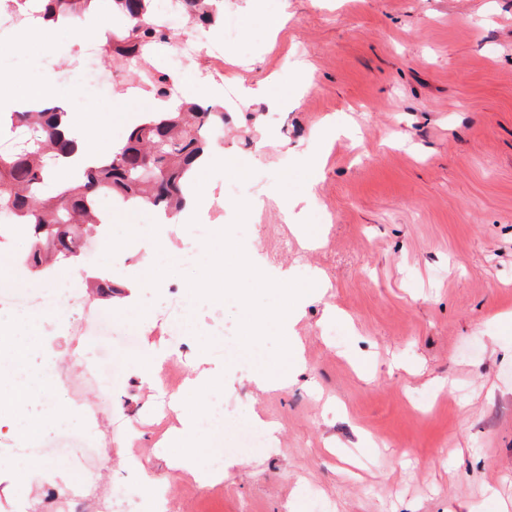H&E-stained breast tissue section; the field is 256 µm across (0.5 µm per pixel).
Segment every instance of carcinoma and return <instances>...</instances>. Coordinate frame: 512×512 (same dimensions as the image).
Returning <instances> with one entry per match:
<instances>
[{
  "label": "carcinoma",
  "instance_id": "carcinoma-1",
  "mask_svg": "<svg viewBox=\"0 0 512 512\" xmlns=\"http://www.w3.org/2000/svg\"><path fill=\"white\" fill-rule=\"evenodd\" d=\"M37 9L45 21L75 19L94 0H13ZM129 19L106 43L112 60L142 57L148 44L160 35L154 0H112ZM187 15L202 23L215 19L223 0H184ZM67 113L44 103L24 112L10 113L5 127H25L31 135L9 150L0 151V214L16 224H30L36 237L27 259L31 273L39 276L47 265L77 254L78 242L101 223L96 200L109 194L128 204L145 203L167 213L182 209L189 172L209 154L211 133L224 129V110L217 104L182 101L172 112H147L129 127L121 150L86 168L56 195L41 196L63 156L75 145L64 136Z\"/></svg>",
  "mask_w": 512,
  "mask_h": 512
}]
</instances>
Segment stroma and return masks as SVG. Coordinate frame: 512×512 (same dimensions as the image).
Returning a JSON list of instances; mask_svg holds the SVG:
<instances>
[{
  "label": "stroma",
  "instance_id": "35a3bbf8",
  "mask_svg": "<svg viewBox=\"0 0 512 512\" xmlns=\"http://www.w3.org/2000/svg\"><path fill=\"white\" fill-rule=\"evenodd\" d=\"M224 11L238 19L237 39L225 42L219 22L207 31L231 56L218 147L241 167L206 173L204 234L167 225L170 259L145 267L123 217L99 253L81 257L83 272L115 285L136 272L183 292L204 287L194 335H166L159 293L135 345L32 344V371L51 352L61 379L108 357L125 379L91 427L62 390L47 423L43 390L28 380L25 402L0 404V426L38 437L92 431L112 448L98 476L124 494L121 512H150L134 457L168 487V512H286L297 498L301 512H512V321L500 318L512 312V0H224ZM273 14L286 20L275 35ZM85 43L74 19L45 53L0 71L23 86L50 82L78 66ZM258 85L265 95L240 100L241 87ZM56 91L114 137L142 105L121 79L97 97L75 84ZM341 122L350 134L324 138ZM313 156L314 182L302 168ZM284 200L298 223H284ZM315 224L316 247L280 250L284 235ZM240 246L300 290L290 333L304 363L284 389H259L254 376L283 367L285 296L244 274L220 276ZM187 251L195 265L181 262ZM330 305L344 319H326ZM227 335L253 364L226 366ZM151 345L170 348L185 381L223 372V386L201 394L223 422L198 441L200 466L224 465L221 483L169 466L176 420L155 416L160 390L136 369ZM264 421L279 430L259 445L252 433Z\"/></svg>",
  "mask_w": 512,
  "mask_h": 512
}]
</instances>
